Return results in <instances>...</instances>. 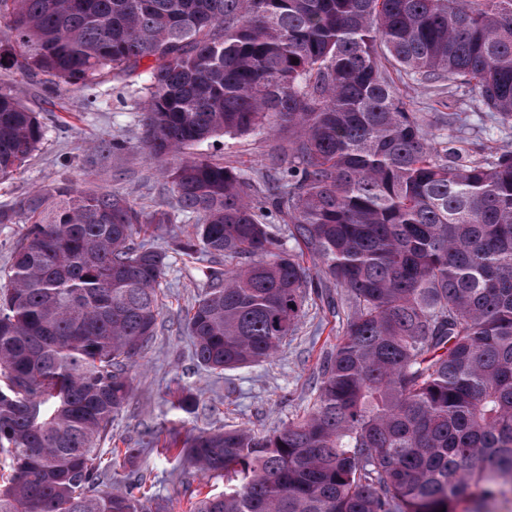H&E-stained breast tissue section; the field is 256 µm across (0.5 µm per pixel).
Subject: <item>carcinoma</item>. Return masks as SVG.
Masks as SVG:
<instances>
[{"label": "carcinoma", "instance_id": "cac0c4a2", "mask_svg": "<svg viewBox=\"0 0 512 512\" xmlns=\"http://www.w3.org/2000/svg\"><path fill=\"white\" fill-rule=\"evenodd\" d=\"M145 60L140 147L197 220L174 250L210 259L184 319L197 363L272 360L312 295L345 316L300 417L173 438L224 479L192 512H483L512 492V151L437 149L390 75L451 82L512 126V0H0V67L55 90ZM281 128L255 190L189 152ZM44 136L1 86L0 181ZM21 220L0 276V512H151L100 446L163 311L168 255L134 238L175 215L61 183L0 206ZM197 405L185 389L173 408Z\"/></svg>", "mask_w": 512, "mask_h": 512}]
</instances>
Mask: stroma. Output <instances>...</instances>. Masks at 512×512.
Returning a JSON list of instances; mask_svg holds the SVG:
<instances>
[{"label":"stroma","mask_w":512,"mask_h":512,"mask_svg":"<svg viewBox=\"0 0 512 512\" xmlns=\"http://www.w3.org/2000/svg\"><path fill=\"white\" fill-rule=\"evenodd\" d=\"M406 106L420 117L430 139L439 142L447 131L436 121L440 112L467 113L466 138L485 151L512 150V127L502 128L481 118L469 92L449 82L419 83L397 76ZM21 87L25 104L38 112L46 125L39 150L13 178L0 182V205L38 188L73 183L86 189L126 194L138 207L175 210L176 200L152 160L139 147V112L143 77H102L94 89L95 103L86 92L51 93L41 79L0 68V83ZM124 142L123 150L106 158L94 156L101 142ZM288 146L287 133L224 136L199 145V152L236 167L254 187H261L271 160ZM195 220L179 217L168 229L150 232L148 239L168 253L163 280L164 326L154 336L141 367L133 373L128 407L112 423V436L101 445L103 459L116 448L134 445L144 431L165 438L169 429L245 428L269 432L301 415L315 393L314 377L323 353L333 349L341 325L327 305L316 298L305 304L306 315L296 335L289 338L275 359L215 374L196 362L190 338L181 321L206 287L202 262H190L170 251L173 237L186 236ZM199 394L195 414L177 418L171 402L185 387ZM135 469L146 480L153 512H189L207 493L224 489L220 479H206L195 469H182L149 446Z\"/></svg>","instance_id":"1"}]
</instances>
